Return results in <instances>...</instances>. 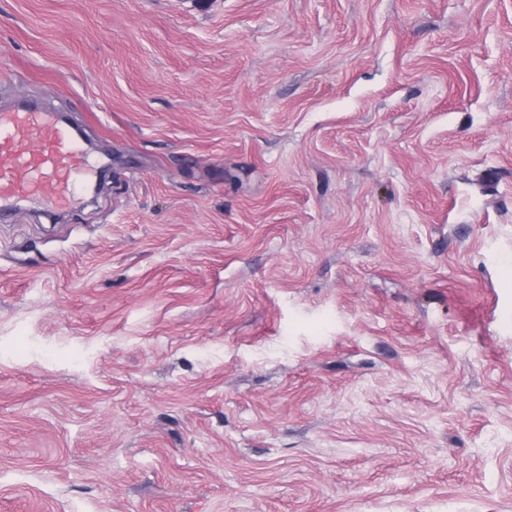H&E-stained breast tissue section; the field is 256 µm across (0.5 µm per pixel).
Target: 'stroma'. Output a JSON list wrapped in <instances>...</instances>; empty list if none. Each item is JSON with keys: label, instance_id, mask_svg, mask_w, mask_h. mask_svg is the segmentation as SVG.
Listing matches in <instances>:
<instances>
[{"label": "stroma", "instance_id": "obj_1", "mask_svg": "<svg viewBox=\"0 0 512 512\" xmlns=\"http://www.w3.org/2000/svg\"><path fill=\"white\" fill-rule=\"evenodd\" d=\"M24 100L0 512H512V0H0ZM89 168L83 149L50 113L28 108L0 110V202L40 198L46 186L52 185L51 206L66 209Z\"/></svg>", "mask_w": 512, "mask_h": 512}]
</instances>
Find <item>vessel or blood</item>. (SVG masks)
Returning a JSON list of instances; mask_svg holds the SVG:
<instances>
[{"label":"vessel or blood","instance_id":"1","mask_svg":"<svg viewBox=\"0 0 512 512\" xmlns=\"http://www.w3.org/2000/svg\"><path fill=\"white\" fill-rule=\"evenodd\" d=\"M89 159L70 132L50 113L36 109L0 110V202L41 197L68 208L77 183L89 173Z\"/></svg>","mask_w":512,"mask_h":512}]
</instances>
